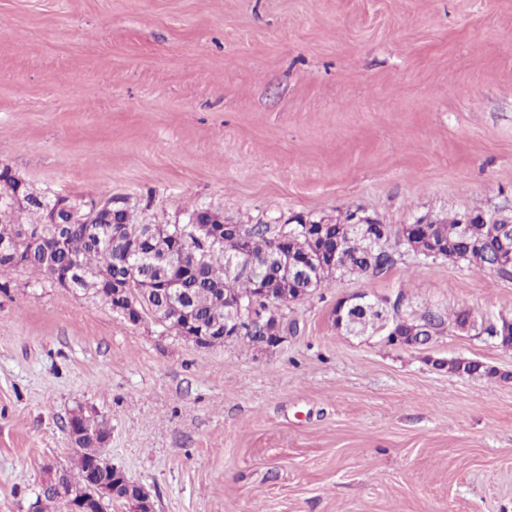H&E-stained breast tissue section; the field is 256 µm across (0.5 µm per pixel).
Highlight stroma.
I'll use <instances>...</instances> for the list:
<instances>
[{
  "mask_svg": "<svg viewBox=\"0 0 512 512\" xmlns=\"http://www.w3.org/2000/svg\"><path fill=\"white\" fill-rule=\"evenodd\" d=\"M137 223L512 214V0H0V168ZM0 288V512L70 466L73 412L156 512H512V348L337 331L358 293L512 316V279L404 255L200 348L18 269ZM497 377L448 371V359Z\"/></svg>",
  "mask_w": 512,
  "mask_h": 512,
  "instance_id": "stroma-1",
  "label": "stroma"
}]
</instances>
